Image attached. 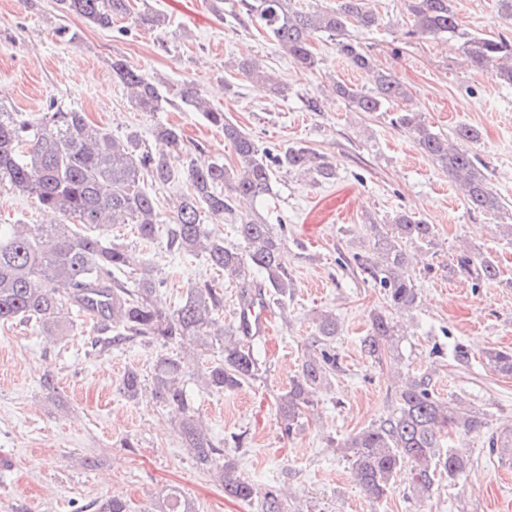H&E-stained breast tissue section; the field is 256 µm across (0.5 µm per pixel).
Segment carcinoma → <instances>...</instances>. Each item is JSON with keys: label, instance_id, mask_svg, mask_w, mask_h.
Listing matches in <instances>:
<instances>
[{"label": "carcinoma", "instance_id": "obj_1", "mask_svg": "<svg viewBox=\"0 0 512 512\" xmlns=\"http://www.w3.org/2000/svg\"><path fill=\"white\" fill-rule=\"evenodd\" d=\"M133 0H57L60 10L81 16L88 24L109 28L117 17L136 13L138 24L167 28L166 16L147 7L134 11ZM293 0H241L247 18L261 27L278 49L307 68L317 64L311 47L317 34L336 39L337 51L353 68L377 69L369 91L336 83L334 91L360 112H380L393 102L410 101L408 88L390 71L376 68L371 55L346 37L347 27L371 29L380 17L369 0H340L334 9L303 12ZM412 16L406 37L456 36L463 40L470 63L487 70L505 85H512V39L486 38L466 32L453 0H407ZM238 70L269 90L286 87L254 59H243ZM116 80L129 90L130 103L141 112H158L169 102L166 83L138 70L126 60H112ZM176 96L191 110L203 113L224 130L234 147L236 165L222 162L177 165L182 150L181 130L171 125L156 128L164 145L155 155L142 147L135 131L122 137L92 123L86 113L72 107L50 106L44 112H16L0 104V185L36 200L40 208L61 217L57 224H0V324L19 321L46 331H57L59 315L75 309L99 335L101 350L139 342H156L168 348L151 374L128 369L120 391L135 399L146 386L156 399L179 418V434L195 465L224 485V495L255 503L259 512H289L288 501L275 485L259 487L238 470L202 424L186 393L190 366L179 351L192 337L201 351L217 350L197 378L212 391L234 390L262 377L263 365L246 340L256 337L247 314L270 302L282 305L293 281L285 264V234L260 218H243L233 225L236 244L211 229V222L234 215L232 202H256L274 195L275 171L303 172L315 182L336 176L333 166L314 150L290 146L281 154L262 150L253 137L224 113L213 110L190 85ZM394 124L407 131L433 163L463 190L467 203L484 213L499 214L504 205L478 166V159L463 143L478 141L479 132L460 125L454 139L435 132L421 112L402 107ZM168 185L184 181L186 191L177 209L164 217L144 179ZM131 224L135 245L106 240L95 233L100 227ZM372 246L353 256L363 279L384 291L389 306L398 313L416 307L418 293L412 274L414 250L435 245V225L414 212L399 211L386 224H371ZM165 240L170 253L202 257L227 277L262 276L265 292L239 296L238 322L220 323L224 289L212 282L192 283L174 309L164 306L159 293L162 281L143 259V252ZM448 272L471 276L477 283L495 281L498 266L488 258L460 252ZM321 346L307 349L288 389L277 397V423L290 437L298 429L304 410L330 383L338 368L328 342L336 337L339 322L322 314L316 325ZM397 336L396 325L381 312L371 315L363 340L365 354L376 362ZM487 365L502 376H512V350L484 351ZM398 406L375 425L361 429L341 444L351 461L353 480L365 495L379 501L391 490L397 468L411 467L413 487L431 491L446 477L455 482L468 473L473 462L453 438L468 435L484 425L481 414L460 400L436 395L432 375L411 372L398 384ZM448 450H441L443 440ZM157 512H197L181 491L171 489L159 497Z\"/></svg>", "mask_w": 512, "mask_h": 512}]
</instances>
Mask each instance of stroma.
Wrapping results in <instances>:
<instances>
[{"mask_svg": "<svg viewBox=\"0 0 512 512\" xmlns=\"http://www.w3.org/2000/svg\"><path fill=\"white\" fill-rule=\"evenodd\" d=\"M148 2L167 16L165 32L129 18L109 29L94 27L61 12L55 0H0V103L21 112H40L51 103L77 107L113 135L137 131L154 151L160 146L156 127L173 124L184 134L181 165L234 164L222 129L180 100L158 112L133 109L126 88L111 78L118 56L170 86L195 84L260 148L278 152L302 144L336 167L335 178L319 184L277 170L272 198L235 208L239 215L257 212L284 224L294 288L285 306L268 310L260 380L223 393L189 381L188 393L214 442L243 434L242 446L228 448V455L258 486L284 487L290 512H512V454L492 445L512 430V377L491 371L483 358L486 349L512 347V237L499 230L512 224V86L471 67L459 40L405 38L410 16L404 0H371L380 26L348 31L378 68L392 70L407 86L413 107L436 132L448 136L461 124L480 130L470 151L505 203L494 218L469 207L447 172L393 124V111L360 112L333 94L334 82L368 90L373 79L351 68L328 35L314 39L318 64L306 69L242 22L240 0ZM456 6L470 34L512 38V19L496 0H456ZM244 58L273 70L286 92H270L240 73L235 63ZM312 97L319 111L309 109ZM403 209L435 225L437 245L414 269L419 299L399 318L404 334L397 349L375 363L364 355L362 340L370 314L388 305L380 289L363 281L353 256L369 249L370 221ZM51 220L34 199L0 186V224ZM462 248L497 263L500 281L477 285L449 273ZM145 259L164 282L166 305H177L189 283L219 284L228 324L242 285L262 282L254 273L243 283L228 280L204 258H177L161 243ZM327 311L340 321L333 342L339 369L306 409L300 428L283 436L276 396ZM459 343L470 352L468 365L454 359ZM160 352V346L137 343L98 352L88 323L76 316L65 319L59 334L24 323L0 325V455L16 461L0 467V512H90L92 502L113 496L128 500L132 512H150L155 493L169 484L181 486L198 512H255L225 498L221 483L196 467L181 444L173 409L147 390L134 400L120 394L124 372H150ZM404 369L433 371L436 394L461 398L483 413L485 425L463 440L473 460L467 476L440 482L421 497L404 467L394 474L388 498L375 505L353 481L339 446L396 409L394 378ZM47 375L53 387L44 386ZM128 438L134 447H124Z\"/></svg>", "mask_w": 512, "mask_h": 512, "instance_id": "stroma-1", "label": "stroma"}]
</instances>
